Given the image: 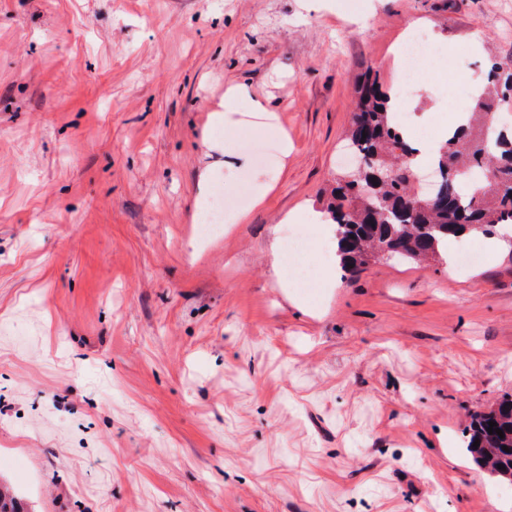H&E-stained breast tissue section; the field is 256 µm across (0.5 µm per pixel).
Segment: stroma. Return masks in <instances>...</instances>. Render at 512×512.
Listing matches in <instances>:
<instances>
[{
    "label": "stroma",
    "instance_id": "stroma-1",
    "mask_svg": "<svg viewBox=\"0 0 512 512\" xmlns=\"http://www.w3.org/2000/svg\"><path fill=\"white\" fill-rule=\"evenodd\" d=\"M416 21L437 130L473 103L458 75L512 60V0H0V480L31 512L512 503L463 438L512 394V250L350 275L312 226L313 296L280 261ZM221 181L263 202L203 240Z\"/></svg>",
    "mask_w": 512,
    "mask_h": 512
}]
</instances>
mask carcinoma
<instances>
[{"instance_id": "carcinoma-1", "label": "carcinoma", "mask_w": 512, "mask_h": 512, "mask_svg": "<svg viewBox=\"0 0 512 512\" xmlns=\"http://www.w3.org/2000/svg\"><path fill=\"white\" fill-rule=\"evenodd\" d=\"M389 98L377 75L358 86L346 147L365 165L337 176L325 192V212L339 228L341 268L349 274L362 271L380 245L393 258L420 263L440 259L450 239L490 235L512 224V135L492 133L489 117L492 109L512 106V63H489L469 121L433 161L436 184L429 194L412 181L416 148L388 111ZM491 421L504 437L488 433ZM466 432V451L479 468L491 476L512 474L511 397L473 414ZM0 512H25L22 499L7 487L0 491Z\"/></svg>"}]
</instances>
